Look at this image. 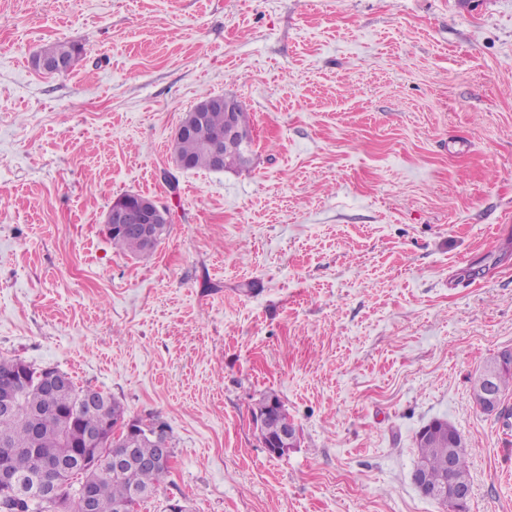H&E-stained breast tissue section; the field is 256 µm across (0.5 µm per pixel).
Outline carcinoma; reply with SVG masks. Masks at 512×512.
Instances as JSON below:
<instances>
[{
	"label": "carcinoma",
	"instance_id": "1",
	"mask_svg": "<svg viewBox=\"0 0 512 512\" xmlns=\"http://www.w3.org/2000/svg\"><path fill=\"white\" fill-rule=\"evenodd\" d=\"M85 52L83 45L69 41H56L40 48L38 54L52 59L77 62ZM207 132L194 136L175 135L173 146L179 154L192 162L194 169H209V133L224 128V110L206 112ZM170 226L160 228L152 244L138 236L124 232L108 235L112 246L136 258L148 259L158 244L168 234ZM481 369L491 372L497 393L505 397L512 393V363L484 361ZM86 387L71 382L68 389L47 396L42 388V369L27 365L24 379L16 388V401L20 412L11 418H0V478L7 475L24 483L30 498L6 499L0 497V512H57L59 500L72 502V512H79L72 495L74 483L89 481L94 485L96 512H120L121 506L132 493H143L150 498L158 489L166 467L145 464L156 454V441L170 440L167 423L157 415H148L140 421L138 433L131 442L120 434L118 440H110L96 450L98 467L87 470L78 465L76 449L87 447L85 434L93 419L83 410ZM105 402V415L114 425L128 421L125 407L105 392H100ZM283 407L273 392L264 393L255 404L253 417L263 418L261 436L268 441L277 435L279 408ZM437 431L427 437H416L417 466L421 467L433 486L448 489L470 486L469 470L462 435L450 423L436 421ZM453 448L454 465L448 467V446ZM123 448L136 449L138 461L117 470L112 466L113 455ZM47 455L63 462L69 469L68 481L58 497L41 494V482L36 469V456Z\"/></svg>",
	"mask_w": 512,
	"mask_h": 512
}]
</instances>
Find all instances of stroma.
I'll return each mask as SVG.
<instances>
[{
	"label": "stroma",
	"mask_w": 512,
	"mask_h": 512,
	"mask_svg": "<svg viewBox=\"0 0 512 512\" xmlns=\"http://www.w3.org/2000/svg\"><path fill=\"white\" fill-rule=\"evenodd\" d=\"M55 40L87 53L45 75ZM224 94L252 163L176 168L183 114ZM127 193L171 212L147 260L103 230ZM506 346L512 0H0V358L160 415L139 512H451L412 480L435 419L468 512H512V398L472 397ZM278 408H284L281 400L274 392L264 393L255 404L253 417L257 423V418L263 416V426L261 428V439L269 441L277 435V426L279 421ZM296 425L293 420L288 417V414L282 415L280 418V425L278 430V437L273 445L265 442L264 447L272 455L281 456L286 454L291 448H295L297 444V431Z\"/></svg>",
	"instance_id": "1"
}]
</instances>
